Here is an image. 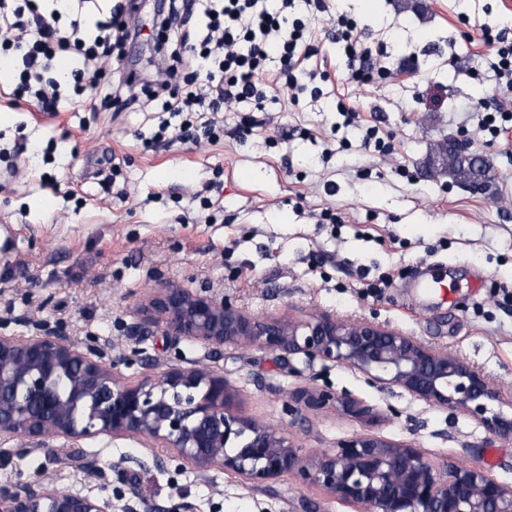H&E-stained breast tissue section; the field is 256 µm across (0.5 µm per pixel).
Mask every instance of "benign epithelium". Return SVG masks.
<instances>
[{"label": "benign epithelium", "mask_w": 512, "mask_h": 512, "mask_svg": "<svg viewBox=\"0 0 512 512\" xmlns=\"http://www.w3.org/2000/svg\"><path fill=\"white\" fill-rule=\"evenodd\" d=\"M451 150L483 174L487 161L455 140ZM128 328L137 344L164 328L172 345L193 340L208 352L226 346L257 347L288 363L301 355L308 365L347 366L383 386L466 414L501 438H512V412L498 392L468 363L415 342L402 331L368 320H338L328 314L297 317L248 315L233 305L167 286L140 306ZM94 345L81 349L59 328L43 325L35 336L0 335V445L24 439L65 448L99 434L139 436L174 451L198 472L220 468L253 483L291 475L316 486L358 512H512V487L479 468H439L418 448L373 433L355 434L336 447L304 453L282 428L240 415L235 394L208 363L171 368L136 384L124 381L119 363L103 362ZM66 381L67 395L59 391ZM291 413L315 415L334 408L376 424L374 408L327 386L288 396ZM0 512H112V499L59 490L42 481L0 485Z\"/></svg>", "instance_id": "7a95c632"}]
</instances>
